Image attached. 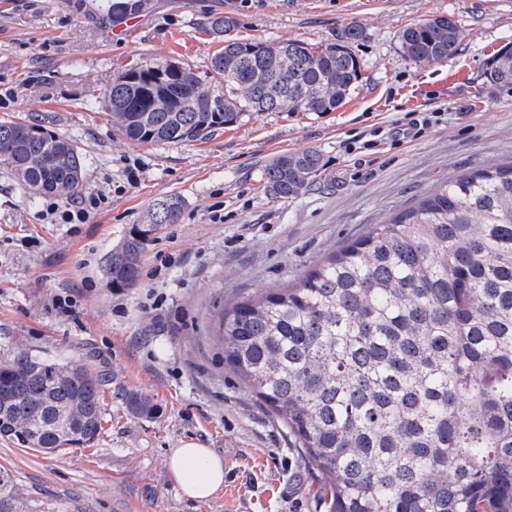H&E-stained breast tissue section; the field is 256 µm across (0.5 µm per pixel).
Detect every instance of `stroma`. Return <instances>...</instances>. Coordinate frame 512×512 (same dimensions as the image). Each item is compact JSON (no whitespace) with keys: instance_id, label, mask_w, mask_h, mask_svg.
<instances>
[{"instance_id":"1","label":"stroma","mask_w":512,"mask_h":512,"mask_svg":"<svg viewBox=\"0 0 512 512\" xmlns=\"http://www.w3.org/2000/svg\"><path fill=\"white\" fill-rule=\"evenodd\" d=\"M106 0H0V120L34 117L80 147L83 192L110 203L85 224H48V198L0 162V355L90 349L111 377L94 447L45 455L0 440V469L22 512H321L324 481L283 423L225 364L214 336L235 300L297 281L331 251L462 174L512 160V90L487 61L512 44V0H141L129 40L107 43ZM241 37L330 43L350 22L361 76L339 110L247 115L194 142L141 145L114 130L103 95L131 67L179 60L207 71L221 45L209 17ZM445 15L456 52L421 66L403 52L410 24ZM465 84L421 94L448 72ZM428 118L422 131L413 116ZM317 150L320 176L281 200L264 187L276 156ZM136 184H128L129 172ZM183 203L143 253L135 287L112 288L102 260L156 199ZM70 296V315L53 306ZM156 403L129 415L115 392ZM196 442L228 462L206 501L183 496L167 469Z\"/></svg>"}]
</instances>
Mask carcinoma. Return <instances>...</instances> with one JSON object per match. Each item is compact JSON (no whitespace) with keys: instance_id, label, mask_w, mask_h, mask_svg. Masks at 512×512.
<instances>
[{"instance_id":"obj_1","label":"carcinoma","mask_w":512,"mask_h":512,"mask_svg":"<svg viewBox=\"0 0 512 512\" xmlns=\"http://www.w3.org/2000/svg\"><path fill=\"white\" fill-rule=\"evenodd\" d=\"M135 7L113 0L102 20ZM206 26L224 43L210 60L213 91H200L187 63L126 71L105 94L123 137L192 142L245 113L334 112L359 80L356 22L315 48L242 38L233 16ZM400 40L429 66L455 51L458 27L442 15ZM487 78L512 88V47L491 58ZM0 161L42 194L75 196L87 177L80 147L37 119L0 121ZM321 170L315 150L279 155L265 187L295 198ZM181 212L177 198L154 201L105 260L112 287L136 285L153 234ZM218 338L224 361L324 477V512H512V162L448 181L299 281L232 303ZM108 382L91 352L12 349L0 357V439L50 453L95 443ZM119 397L132 416L155 417L148 396ZM18 501L0 470V512H18Z\"/></svg>"}]
</instances>
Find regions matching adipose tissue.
<instances>
[{"mask_svg":"<svg viewBox=\"0 0 512 512\" xmlns=\"http://www.w3.org/2000/svg\"><path fill=\"white\" fill-rule=\"evenodd\" d=\"M167 467L184 496L196 501L209 500L224 485L223 459L195 442L172 449Z\"/></svg>","mask_w":512,"mask_h":512,"instance_id":"ef3b65f1","label":"adipose tissue"}]
</instances>
